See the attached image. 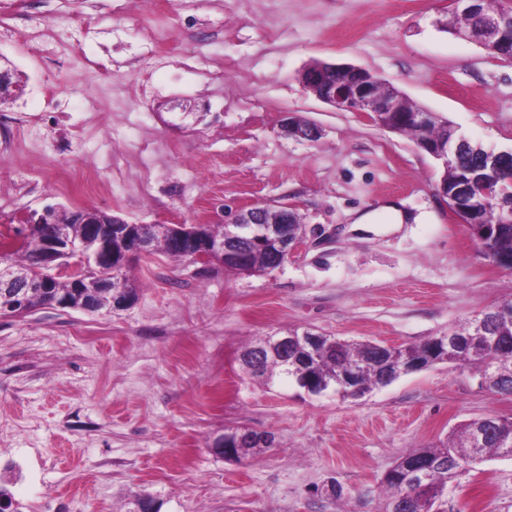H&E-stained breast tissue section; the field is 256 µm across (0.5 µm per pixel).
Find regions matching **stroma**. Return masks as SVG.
I'll return each instance as SVG.
<instances>
[{"label":"stroma","mask_w":512,"mask_h":512,"mask_svg":"<svg viewBox=\"0 0 512 512\" xmlns=\"http://www.w3.org/2000/svg\"><path fill=\"white\" fill-rule=\"evenodd\" d=\"M451 0H0V56L25 82L4 106L36 123L1 142L0 232L47 204L132 224L210 222L294 205L305 234L280 267L225 271L155 252L109 315L0 316V483L20 512H382L386 471L458 425L512 416V395L439 363L357 397L245 374L243 346L293 329L409 346L512 299L438 195L439 161L411 137L303 92L313 60L377 75L487 149H512V64L441 30ZM172 48L152 90L130 63ZM194 111L182 115L183 108ZM296 115L321 135L281 133ZM152 153L143 174L141 148ZM396 203L405 224H359ZM274 433L241 462L209 440ZM341 496L327 492L331 483ZM450 512H512V459L463 473Z\"/></svg>","instance_id":"35a3bbf8"}]
</instances>
